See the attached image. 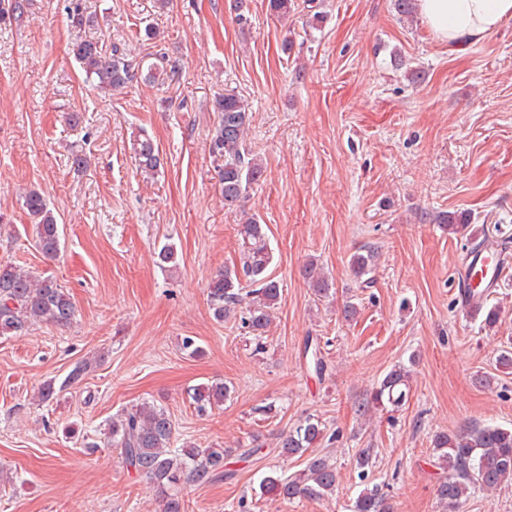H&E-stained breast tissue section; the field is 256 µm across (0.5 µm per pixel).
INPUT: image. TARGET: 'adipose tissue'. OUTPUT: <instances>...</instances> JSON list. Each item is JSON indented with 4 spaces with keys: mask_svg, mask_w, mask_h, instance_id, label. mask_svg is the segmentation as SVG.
Segmentation results:
<instances>
[{
    "mask_svg": "<svg viewBox=\"0 0 512 512\" xmlns=\"http://www.w3.org/2000/svg\"><path fill=\"white\" fill-rule=\"evenodd\" d=\"M417 11L452 53L512 23V0H417Z\"/></svg>",
    "mask_w": 512,
    "mask_h": 512,
    "instance_id": "1",
    "label": "adipose tissue"
}]
</instances>
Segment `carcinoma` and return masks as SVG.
<instances>
[{
	"instance_id": "1",
	"label": "carcinoma",
	"mask_w": 512,
	"mask_h": 512,
	"mask_svg": "<svg viewBox=\"0 0 512 512\" xmlns=\"http://www.w3.org/2000/svg\"><path fill=\"white\" fill-rule=\"evenodd\" d=\"M23 0H0V23L23 14ZM70 26L77 30L94 25V17L87 13L81 0H71L67 7ZM72 53L81 65L86 81L104 93L122 92L127 85L140 78L149 83L162 75L175 74V63L159 55L144 64L128 60L126 48L119 42L106 44L103 40H75ZM217 125L211 141L212 153L223 158L220 181L224 190V206L239 205L253 184L264 173L262 160L246 148L244 134L251 124L252 112L248 103L232 92L215 98ZM135 162L140 173L153 177L163 166L158 145L146 134L133 140ZM23 207L33 219L35 246L46 257L53 258L60 251L61 234L57 218L42 192L32 189L23 196ZM437 221L457 234L467 229L471 215L442 214ZM241 238L240 268H226L212 279L208 298L215 320L222 322L245 306L242 325L257 340L255 351L264 346L271 324V309L280 298L279 283L268 274L272 252L266 232L254 217L239 225ZM375 251L366 248L356 251L350 259V268L358 279L372 273ZM316 294L329 292L330 283L314 262L303 269ZM253 289L243 292L242 280ZM75 317V306L70 295L51 277H37L11 262H0V336L15 335L36 323L58 326L70 324ZM86 365L73 368L60 385L50 381L40 390V399L49 402L67 387L83 380ZM230 387L222 382L193 388L191 399L197 412L224 404ZM410 395V372L399 365L388 371L370 397L359 406L366 412L371 407L403 405ZM325 425L313 416H307L288 431L279 442L280 453L306 457L304 468L292 477H282L271 471L263 477L260 488L294 500L303 497L323 499L336 490L335 463L314 448L324 440ZM175 427L170 415L161 407L142 402L131 410L112 417L105 432V445L120 450L124 463L150 478L165 490L163 512H184L179 496L182 483H203L224 477V460L228 448H172ZM433 466L442 471L437 485V496L443 512H461L469 494L476 490H494L512 482V429L498 426H474L448 434L435 435ZM353 512H389L385 497L378 487L365 488L356 497Z\"/></svg>"
}]
</instances>
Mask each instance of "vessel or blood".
I'll return each instance as SVG.
<instances>
[{"label": "vessel or blood", "instance_id": "b4317fda", "mask_svg": "<svg viewBox=\"0 0 512 512\" xmlns=\"http://www.w3.org/2000/svg\"><path fill=\"white\" fill-rule=\"evenodd\" d=\"M512 269V251L504 249L500 240L488 238L465 257L458 281L459 301L465 310L481 305L482 290L499 287L508 270Z\"/></svg>", "mask_w": 512, "mask_h": 512}]
</instances>
